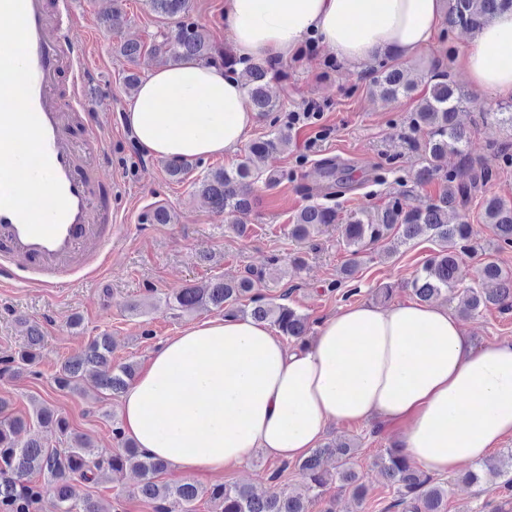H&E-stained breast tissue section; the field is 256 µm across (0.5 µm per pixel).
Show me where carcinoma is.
Segmentation results:
<instances>
[{
    "label": "carcinoma",
    "mask_w": 512,
    "mask_h": 512,
    "mask_svg": "<svg viewBox=\"0 0 512 512\" xmlns=\"http://www.w3.org/2000/svg\"><path fill=\"white\" fill-rule=\"evenodd\" d=\"M145 2L157 17L173 21V26L161 30L149 46L135 39L122 42L119 51L123 55L133 59L148 49L165 66L198 60L221 64L231 70L236 68L237 60L224 53L203 27L191 21L190 0ZM505 8H512V0H448V30L461 28L476 32L492 15ZM372 72L371 91L383 100L411 91L403 81L402 70L390 59L379 63ZM241 78L256 112H273L279 107L267 92L270 81L280 79L279 72L262 63H253L243 69ZM467 102L468 95L457 87L450 74L441 72L434 76L428 95L421 99L410 116L412 129L427 131L424 144L427 165L420 170L419 180L428 181L437 175L435 159L448 153L459 156L458 169L443 175L447 185L438 198L421 206L408 207L401 197L394 196L382 208L350 214L338 227L341 243L353 256L362 248L386 239L405 244L425 236L435 243L437 249L412 282L413 294L421 302H429L442 293L448 299H454V286L460 279L463 256L475 251L470 225L448 223V210L455 207L458 197L489 175L487 169L474 167L466 152V132L456 122V113ZM287 141L288 136L277 131L252 142L235 168L210 170L198 182L199 192L218 214H246L251 207L254 183L260 180L268 186L279 183V176L262 170L259 163ZM464 174L469 181L460 180ZM484 219L492 226L499 246L512 247V202L497 197L485 200ZM144 220L149 224H170L173 215L166 206L156 205L145 213ZM336 223V209L310 204L296 214L291 235L305 241ZM480 276L483 280L497 282L498 288L492 291L466 289L460 300L462 311L474 313L490 304L511 310L512 273L503 271L487 253ZM262 280V273L237 281L210 280L180 289L166 298V305L186 312L213 308L223 311L226 316L250 317L274 326L291 341L303 342L310 327L308 315L256 293L255 283ZM246 297L250 301L248 305L242 303ZM40 341L38 329H32L27 347L0 359V373L21 375L24 367L35 363ZM137 373L135 362L112 364L110 337L101 335L66 359L54 377V383L60 389L75 390L84 377L90 376L100 390L119 397ZM33 426L51 436L65 438L67 446L54 448L49 441L35 438L20 442L18 436ZM113 432L119 448L106 459L97 458L92 452L91 440L71 431L68 419L53 407L40 404L27 421L9 413V402L0 398V512H37L41 509L44 502L42 488L30 479L35 472L47 476L52 491L51 512H102L98 502L90 497L74 500L72 483L80 480L95 484L104 475H117L127 470L139 473L138 493L153 504L155 512H195L194 503L204 495L214 505L215 512H309V505L318 501L324 489L336 481L350 488L352 497L358 501L363 500L366 493L362 478L353 466L357 443L352 439L327 442L299 460L298 465L306 475L301 488L258 493L248 486L227 483L203 487L187 481H161L159 476L168 471V464L137 448L124 437L120 426L113 427ZM325 458L334 459L333 470L323 467ZM376 466L394 488L395 506L401 508V512H443L446 489L429 473L415 467L401 450L385 449L377 458ZM487 474L503 478L505 502L500 506V512H512V450L487 464V470L469 472L467 480L478 483Z\"/></svg>",
    "instance_id": "carcinoma-1"
}]
</instances>
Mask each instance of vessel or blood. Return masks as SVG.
<instances>
[{
    "mask_svg": "<svg viewBox=\"0 0 512 512\" xmlns=\"http://www.w3.org/2000/svg\"><path fill=\"white\" fill-rule=\"evenodd\" d=\"M73 0H0V288L98 278L112 250L103 127Z\"/></svg>",
    "mask_w": 512,
    "mask_h": 512,
    "instance_id": "b4317fda",
    "label": "vessel or blood"
}]
</instances>
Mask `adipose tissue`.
Here are the masks:
<instances>
[{"instance_id":"adipose-tissue-1","label":"adipose tissue","mask_w":512,"mask_h":512,"mask_svg":"<svg viewBox=\"0 0 512 512\" xmlns=\"http://www.w3.org/2000/svg\"><path fill=\"white\" fill-rule=\"evenodd\" d=\"M442 0H226L232 50L248 65L293 57L318 37L339 60L427 48ZM512 9L477 32L462 62L479 89L512 97ZM238 76L198 61L142 80L125 114L144 151L195 161L235 151L254 123ZM124 435L181 474L218 473L256 453L293 461L332 422L378 419L402 428V452L445 476L480 465L512 435V343L472 350L434 304L357 305L291 347L263 322L206 317L161 342L120 397Z\"/></svg>"}]
</instances>
